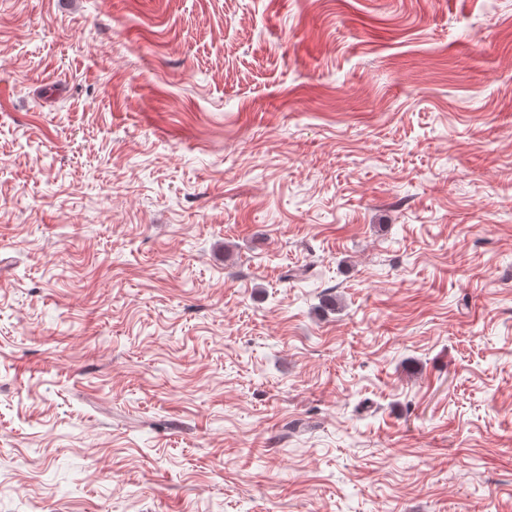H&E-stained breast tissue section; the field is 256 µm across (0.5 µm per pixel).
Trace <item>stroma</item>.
Returning <instances> with one entry per match:
<instances>
[{
	"label": "stroma",
	"mask_w": 512,
	"mask_h": 512,
	"mask_svg": "<svg viewBox=\"0 0 512 512\" xmlns=\"http://www.w3.org/2000/svg\"><path fill=\"white\" fill-rule=\"evenodd\" d=\"M0 512H512V0H0Z\"/></svg>",
	"instance_id": "35a3bbf8"
}]
</instances>
